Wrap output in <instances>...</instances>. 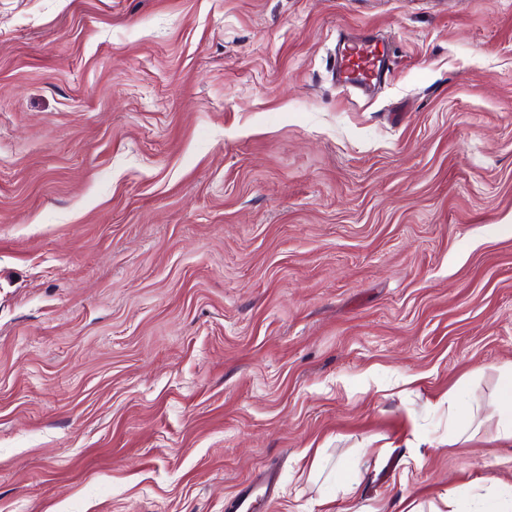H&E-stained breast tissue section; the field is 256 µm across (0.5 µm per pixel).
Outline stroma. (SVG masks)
<instances>
[{
	"mask_svg": "<svg viewBox=\"0 0 512 512\" xmlns=\"http://www.w3.org/2000/svg\"><path fill=\"white\" fill-rule=\"evenodd\" d=\"M510 363L512 0H0V512L472 505ZM340 81L346 87L368 88L381 77L385 50L377 42L364 38L344 43L339 49ZM454 403L459 407L457 416V432L456 436L463 435L468 432L472 426L467 409L474 400L473 392L467 389L456 391L453 396Z\"/></svg>",
	"mask_w": 512,
	"mask_h": 512,
	"instance_id": "35a3bbf8",
	"label": "stroma"
}]
</instances>
